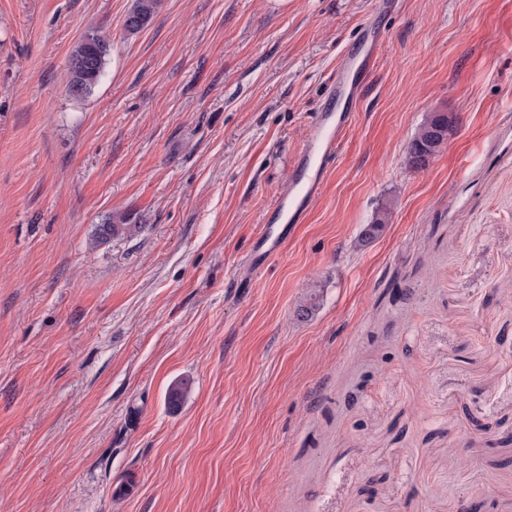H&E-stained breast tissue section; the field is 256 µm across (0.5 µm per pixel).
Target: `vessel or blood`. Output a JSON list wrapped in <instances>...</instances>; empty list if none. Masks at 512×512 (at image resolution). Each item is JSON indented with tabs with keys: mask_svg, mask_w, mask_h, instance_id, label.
Listing matches in <instances>:
<instances>
[{
	"mask_svg": "<svg viewBox=\"0 0 512 512\" xmlns=\"http://www.w3.org/2000/svg\"><path fill=\"white\" fill-rule=\"evenodd\" d=\"M359 41L366 52L358 68L364 72L371 71L380 54L381 37L367 23L359 32ZM351 121V113L338 115L327 106L318 113L314 130L292 166L287 191L263 217L266 236L257 243L251 255L255 271H262L267 261L279 253L298 225L306 222L322 192L326 169L337 156Z\"/></svg>",
	"mask_w": 512,
	"mask_h": 512,
	"instance_id": "1",
	"label": "vessel or blood"
}]
</instances>
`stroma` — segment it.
Returning <instances> with one entry per match:
<instances>
[{
  "label": "stroma",
  "mask_w": 512,
  "mask_h": 512,
  "mask_svg": "<svg viewBox=\"0 0 512 512\" xmlns=\"http://www.w3.org/2000/svg\"><path fill=\"white\" fill-rule=\"evenodd\" d=\"M131 4L0 0V512H512V0H161L134 36ZM369 17L355 121L255 273ZM115 212L140 232L92 247ZM359 41L361 45L366 48V52L360 61L357 70L367 73L376 65L382 41L379 33L370 23H368V21L360 29ZM111 41L99 28H90L74 47L68 61V85L75 96L92 93L105 74ZM440 122L443 123V130L437 134L433 130ZM450 124L451 120H448L446 113L433 112L426 116L407 148L408 163L412 168L422 169L428 165L439 148L447 142Z\"/></svg>",
  "instance_id": "1"
}]
</instances>
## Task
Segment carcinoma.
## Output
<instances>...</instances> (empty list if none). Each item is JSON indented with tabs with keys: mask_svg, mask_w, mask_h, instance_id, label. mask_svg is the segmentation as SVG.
Wrapping results in <instances>:
<instances>
[{
	"mask_svg": "<svg viewBox=\"0 0 512 512\" xmlns=\"http://www.w3.org/2000/svg\"><path fill=\"white\" fill-rule=\"evenodd\" d=\"M160 0H134L124 21V30L135 35L153 19ZM111 52V41L99 28H90L74 47L68 61V85L75 96L85 97L92 93L105 74L106 59ZM451 121L443 112H433L420 124L407 148L409 165L414 169L426 167L439 148L447 142ZM132 232L131 218L125 213H114L98 225L93 246ZM320 307V290L312 286L298 307V315L307 318ZM190 391V381L181 378L173 381L167 391V404L171 408L180 405Z\"/></svg>",
	"mask_w": 512,
	"mask_h": 512,
	"instance_id": "cac0c4a2",
	"label": "carcinoma"
}]
</instances>
